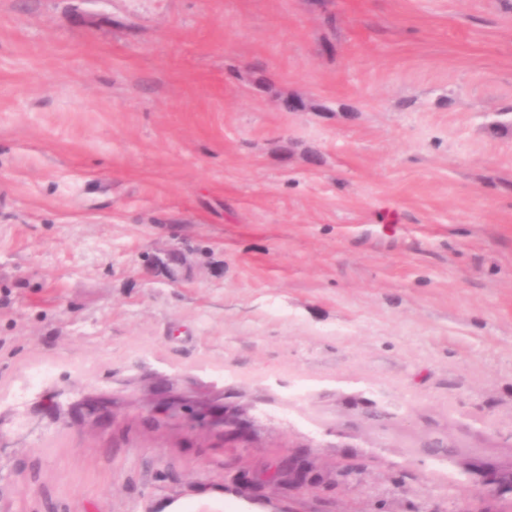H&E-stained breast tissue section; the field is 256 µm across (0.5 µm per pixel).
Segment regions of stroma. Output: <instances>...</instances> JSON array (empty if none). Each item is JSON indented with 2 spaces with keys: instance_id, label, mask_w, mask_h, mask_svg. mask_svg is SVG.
<instances>
[{
  "instance_id": "obj_1",
  "label": "stroma",
  "mask_w": 512,
  "mask_h": 512,
  "mask_svg": "<svg viewBox=\"0 0 512 512\" xmlns=\"http://www.w3.org/2000/svg\"><path fill=\"white\" fill-rule=\"evenodd\" d=\"M444 443L512 462V0H0V512H512ZM223 414L211 409L208 406L203 407L196 413L198 419L206 422L211 426L224 425L225 428H231V431L236 433L238 439H245L246 432L240 425V422L234 415L224 413V419L221 418Z\"/></svg>"
}]
</instances>
